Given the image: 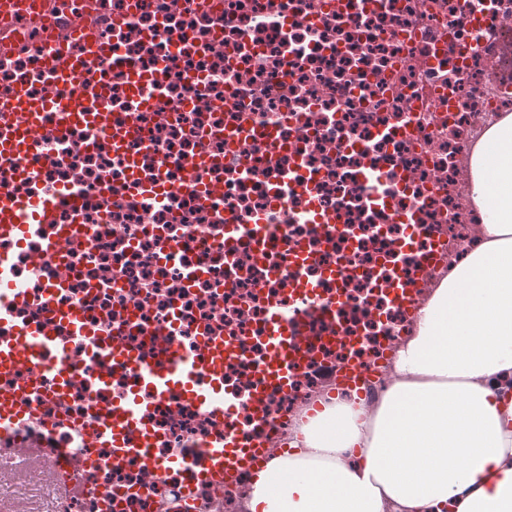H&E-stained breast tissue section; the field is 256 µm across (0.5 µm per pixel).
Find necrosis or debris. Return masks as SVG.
Returning a JSON list of instances; mask_svg holds the SVG:
<instances>
[{"label": "necrosis or debris", "instance_id": "1", "mask_svg": "<svg viewBox=\"0 0 512 512\" xmlns=\"http://www.w3.org/2000/svg\"><path fill=\"white\" fill-rule=\"evenodd\" d=\"M61 15L89 11L113 17L121 56L105 69L104 109L111 125L55 123L36 148V177L0 161V185L18 193H79V210L58 211L68 250L29 271L43 239L8 248L13 275L29 291L13 323L45 321L54 307H78L93 331H110L156 357V331L196 348L204 337L237 349L224 365V386L239 401L235 422L257 439L284 432L287 416L318 397L325 365L343 361V339L359 337L358 358L374 361L383 340L409 328L388 300L391 261L412 278L422 249L397 254L407 227L419 224L457 244L470 243L482 218L468 205L464 166L477 133L494 113L512 112V85L491 71L496 46L512 26V0H54ZM21 44L0 52V95L23 87L40 94L51 82L44 61L52 33L21 18ZM140 96H132V81ZM122 131L128 161L109 140ZM165 178L154 194L130 180ZM337 217L338 229L313 223L312 210ZM263 224L270 242L248 235L225 248V227ZM313 262L319 280L343 262L337 323H320L307 363L285 396L253 406L251 383L266 358L265 324L287 308L292 279L280 274L289 246ZM66 268L51 300L42 282ZM125 368L99 390L77 381L74 420L92 404L109 405L129 386ZM146 419L165 461L194 443L222 440L211 414L186 404L148 402ZM87 483L105 503L59 499L53 512H152L171 498L175 512H239L232 481L208 480L181 492L179 475L148 476L136 466H92Z\"/></svg>", "mask_w": 512, "mask_h": 512}]
</instances>
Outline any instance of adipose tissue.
Returning a JSON list of instances; mask_svg holds the SVG:
<instances>
[{
    "mask_svg": "<svg viewBox=\"0 0 512 512\" xmlns=\"http://www.w3.org/2000/svg\"><path fill=\"white\" fill-rule=\"evenodd\" d=\"M482 218L440 270L371 403L329 394L288 419L241 512H512V113L465 174Z\"/></svg>",
    "mask_w": 512,
    "mask_h": 512,
    "instance_id": "adipose-tissue-1",
    "label": "adipose tissue"
}]
</instances>
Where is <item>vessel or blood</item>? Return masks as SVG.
Listing matches in <instances>:
<instances>
[{
    "mask_svg": "<svg viewBox=\"0 0 512 512\" xmlns=\"http://www.w3.org/2000/svg\"><path fill=\"white\" fill-rule=\"evenodd\" d=\"M33 19L60 42L66 41L75 24L58 15L50 0H41V7ZM80 23L96 41L98 61H112L115 48L106 36L112 27L111 20L88 15ZM49 68L54 74L50 96H33L21 90L0 100V124L14 129L12 136L0 140L1 158L13 161L26 158L32 142L48 134L45 116L57 111L59 102L69 98L77 84L95 77L93 66L78 65L72 55L62 51L52 55ZM69 200V195L63 193L52 199H34L26 203L18 194L1 191L0 241L20 243L41 237L49 252H63L66 238L48 234L47 229L54 221L57 208ZM422 239L427 242L423 258L425 268H436L447 261L446 244L433 236L423 237L418 227L413 228L400 248L410 250ZM426 286L423 278L408 280L394 274L386 291L392 303L409 314L416 310ZM4 292L18 300L26 296L24 288L11 277L8 253L1 251L0 294ZM320 298V282L306 277L296 279L288 291L289 304L299 308L319 304ZM87 333V324L80 312L58 308L53 310L50 321L30 323L16 329L13 337L0 338V439L10 441L17 463L26 462L27 450L31 447L39 448L45 456L57 462L54 480L57 497L97 495V488L83 479L84 469L97 462L112 466L134 461L150 474L168 466L184 473L187 483L191 484L206 478L233 479L270 454L271 441L247 440L237 430L228 428L220 444L188 449L186 454L170 458L164 464L154 456L155 434L144 420L142 394H151L155 402L171 406L181 402L193 405L212 413L219 421L239 408L237 400L224 392V364L234 357L236 348L230 342L210 339L203 340L200 348L195 350H170L164 362L151 366L143 364L139 354L124 342L111 336L104 337L96 355L104 359L105 364L95 371L94 378L99 384H108L113 365H121L132 375L129 392L123 402L81 417L72 426V447H57L49 438L55 418L36 417L29 397L41 394L57 411H64L75 373L66 368L49 375L44 366L58 353L61 336H84ZM265 333L267 358L254 386V396L258 399L269 393H288L294 373L304 362V351L299 344L306 334L302 317L286 320L272 316ZM384 369L380 360L366 365L349 358L327 366L326 374L332 382L365 391ZM101 447L107 448L106 457H97L96 451Z\"/></svg>",
    "mask_w": 512,
    "mask_h": 512,
    "instance_id": "b4317fda",
    "label": "vessel or blood"
}]
</instances>
